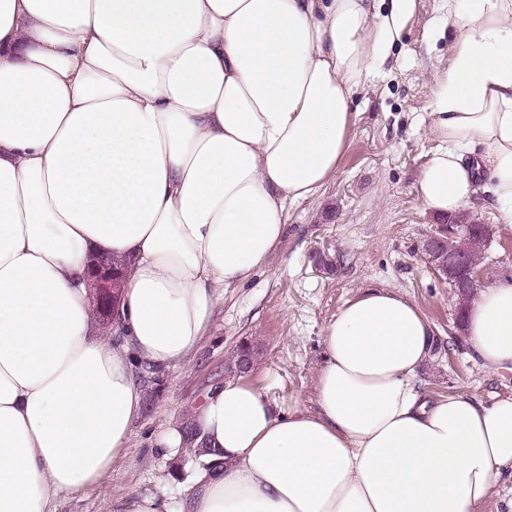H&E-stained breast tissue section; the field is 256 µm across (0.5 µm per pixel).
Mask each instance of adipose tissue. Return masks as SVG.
I'll use <instances>...</instances> for the list:
<instances>
[{"mask_svg": "<svg viewBox=\"0 0 512 512\" xmlns=\"http://www.w3.org/2000/svg\"><path fill=\"white\" fill-rule=\"evenodd\" d=\"M414 0H0V512H57L99 484L142 408L139 372L186 361L221 288L280 244L287 205L340 167L355 96ZM417 183L448 216L488 194L512 224V0H448ZM129 263L120 342L81 282ZM470 346L512 371V277L468 311ZM317 409L243 377L192 417L206 446L174 507L115 512H484L512 469V398L434 397L435 331L394 291L323 336Z\"/></svg>", "mask_w": 512, "mask_h": 512, "instance_id": "1", "label": "adipose tissue"}]
</instances>
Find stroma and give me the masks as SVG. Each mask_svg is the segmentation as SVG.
Here are the masks:
<instances>
[{
    "instance_id": "obj_1",
    "label": "stroma",
    "mask_w": 512,
    "mask_h": 512,
    "mask_svg": "<svg viewBox=\"0 0 512 512\" xmlns=\"http://www.w3.org/2000/svg\"><path fill=\"white\" fill-rule=\"evenodd\" d=\"M446 18L445 0H415L388 59L352 104L355 126L335 178L316 198L289 205L280 245L246 282L225 288L197 351L144 386L143 409L112 475L61 498L57 512H113L132 492L176 500L174 469L196 457L183 449L160 453L155 442L173 419L199 406L210 385L228 378L226 365L241 342L257 352L249 380L283 408L315 410L324 331L365 288L399 293L433 324L437 346L419 371L431 395L463 394L486 405L512 397V372L485 368L470 347L469 300L421 250L441 222L425 211L417 182L437 145L427 112L448 55ZM468 214L490 230L479 265L487 287L512 271V224L484 200ZM319 257L324 267L316 266Z\"/></svg>"
}]
</instances>
